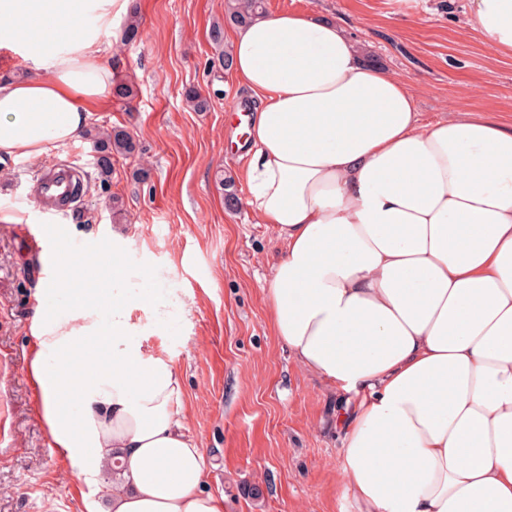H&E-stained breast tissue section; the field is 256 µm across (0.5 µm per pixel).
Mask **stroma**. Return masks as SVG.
<instances>
[{
    "label": "stroma",
    "instance_id": "obj_1",
    "mask_svg": "<svg viewBox=\"0 0 512 512\" xmlns=\"http://www.w3.org/2000/svg\"><path fill=\"white\" fill-rule=\"evenodd\" d=\"M140 37L125 43L102 32L99 48L129 100L111 99L92 126L120 127L136 140L133 156L112 158L109 194L121 212L100 204L94 152L84 137L49 147L38 158L0 159V512H104L112 471L88 472L55 448L28 377L37 342L41 280L68 275V255L114 256L103 266L125 287L153 282L158 307L132 309L145 353L179 373L187 434L206 459L204 490L223 496L224 512H357L341 476L342 435L329 422L343 395L304 368L275 336L262 287L283 244L273 225L247 207H224L220 178L245 193L246 163L228 153L231 117L248 92L219 62L210 39L224 20V0H128ZM267 12L323 15L343 21L366 58L409 79L421 122L461 106L512 125V57L462 29L469 0H265ZM210 100L204 112L186 88ZM79 166L92 186L78 213L57 217L66 255L26 231L47 218L29 198L40 168L53 160ZM262 495L248 497L249 488Z\"/></svg>",
    "mask_w": 512,
    "mask_h": 512
}]
</instances>
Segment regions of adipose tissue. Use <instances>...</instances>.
<instances>
[{"instance_id": "adipose-tissue-1", "label": "adipose tissue", "mask_w": 512, "mask_h": 512, "mask_svg": "<svg viewBox=\"0 0 512 512\" xmlns=\"http://www.w3.org/2000/svg\"><path fill=\"white\" fill-rule=\"evenodd\" d=\"M464 24L512 55V0ZM127 0H0V49L38 70L0 77V155L74 139L112 97L97 47ZM257 104L246 204L285 247L263 287L278 336L348 394L336 414L358 512H512V128L460 110L421 122L404 78L369 64L336 20L264 13L230 35ZM90 255L28 372L56 447L118 462L106 512H224L184 432L171 363L145 354L128 299Z\"/></svg>"}]
</instances>
